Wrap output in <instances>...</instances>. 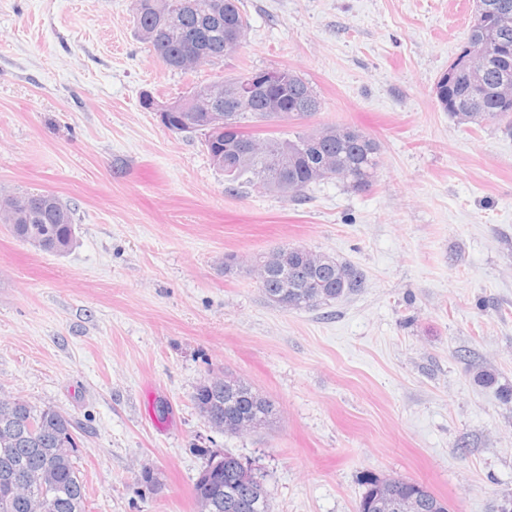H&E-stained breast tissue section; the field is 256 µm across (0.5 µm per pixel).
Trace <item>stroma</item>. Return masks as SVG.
Masks as SVG:
<instances>
[{
  "label": "stroma",
  "instance_id": "obj_1",
  "mask_svg": "<svg viewBox=\"0 0 512 512\" xmlns=\"http://www.w3.org/2000/svg\"><path fill=\"white\" fill-rule=\"evenodd\" d=\"M239 7L243 46L185 75L138 38L133 0H0V193H54L77 236L56 255L0 225V394L79 423L86 512H196L193 483L224 451L264 474L273 512H356L367 473L497 512L512 498V127L457 124L434 94L473 0ZM282 69L321 99L312 126L379 142L369 190L229 188L200 135L140 104ZM283 245L350 262L361 290L284 310L224 272L225 255ZM225 372L270 395L272 428L204 421L195 389Z\"/></svg>",
  "mask_w": 512,
  "mask_h": 512
}]
</instances>
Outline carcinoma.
Listing matches in <instances>:
<instances>
[{
  "mask_svg": "<svg viewBox=\"0 0 512 512\" xmlns=\"http://www.w3.org/2000/svg\"><path fill=\"white\" fill-rule=\"evenodd\" d=\"M226 0H134L137 31L160 23L158 12L174 9L179 29L167 37L166 68L187 73L214 63L231 52L224 34L229 28L247 26L238 0L224 7ZM512 5V0H481L484 18L474 13L467 44L448 65L434 86L435 97L448 116L459 124L481 125L484 121L512 116V21L505 27L489 23L496 6ZM476 59L480 78L472 82L466 75V63ZM286 80L267 89L282 100L287 120H301L310 98L317 97L308 81L284 69ZM234 78H219L207 84L193 85L181 99L185 106L175 111L172 127L183 119H203L213 112L224 111L230 97H213L208 86L227 85ZM265 93V94H267ZM265 94L259 93L238 107L237 124L224 127L203 126L198 133L214 159L239 152L257 129L265 126L262 119ZM380 166V148L376 140L354 126L332 123L322 126L315 136L303 129L285 137L270 135L251 150L249 156L233 166L214 165L224 173L229 185L256 184L255 175L266 173L274 185L297 184L306 188L313 184L317 171L328 174L353 191L360 190L364 177L374 176ZM30 200V207L17 211L13 201ZM0 222L12 235L24 242L37 239L41 251L67 253L76 244L75 222L70 207L50 192H21L0 197ZM323 254L307 251L288 258L286 264H264L259 255L253 266L260 268V291L265 299L279 298L281 307L294 310H316L363 287L362 274L352 265L331 258L322 262ZM246 391L231 394L224 384L205 380L197 386L193 398L207 406L206 417L212 428L233 434L229 424L237 417L255 418L269 427L277 418L275 402L244 382ZM11 410H5L0 399V512H86V487L77 466V422L57 410L37 409L14 397ZM365 490L357 510L370 512L369 502L377 493L408 490L420 497V512H449L448 502L435 495L424 484L413 480L398 481L367 473ZM195 499H205L211 512H272L263 476L244 466L240 457L226 452L210 456L193 485Z\"/></svg>",
  "mask_w": 512,
  "mask_h": 512,
  "instance_id": "carcinoma-1",
  "label": "carcinoma"
}]
</instances>
